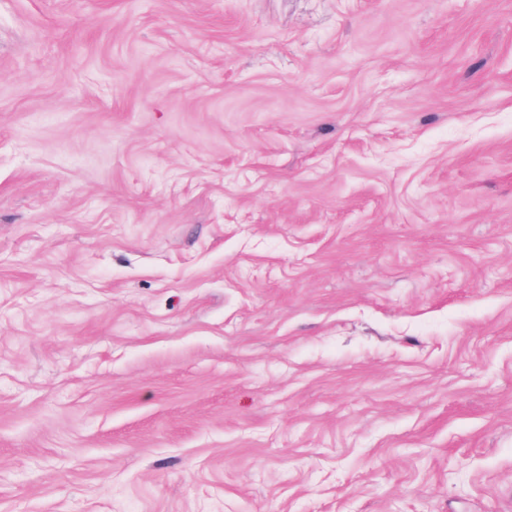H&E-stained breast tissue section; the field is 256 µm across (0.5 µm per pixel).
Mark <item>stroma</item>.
Returning a JSON list of instances; mask_svg holds the SVG:
<instances>
[{
  "label": "stroma",
  "mask_w": 512,
  "mask_h": 512,
  "mask_svg": "<svg viewBox=\"0 0 512 512\" xmlns=\"http://www.w3.org/2000/svg\"><path fill=\"white\" fill-rule=\"evenodd\" d=\"M0 512H512V0H0Z\"/></svg>",
  "instance_id": "stroma-1"
}]
</instances>
